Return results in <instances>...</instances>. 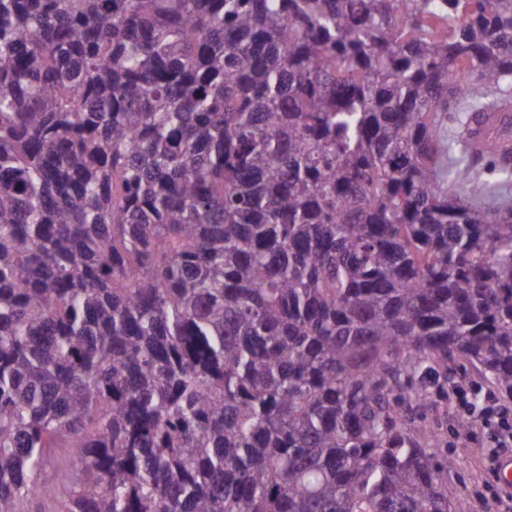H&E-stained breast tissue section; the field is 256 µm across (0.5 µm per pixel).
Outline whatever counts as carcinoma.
I'll return each instance as SVG.
<instances>
[{"mask_svg":"<svg viewBox=\"0 0 512 512\" xmlns=\"http://www.w3.org/2000/svg\"><path fill=\"white\" fill-rule=\"evenodd\" d=\"M495 112L512 0H0V512H466L423 411L454 354L512 400ZM69 455V448H56L54 452L50 453L41 473L42 481L47 484L54 483L61 472L68 466Z\"/></svg>","mask_w":512,"mask_h":512,"instance_id":"carcinoma-1","label":"carcinoma"}]
</instances>
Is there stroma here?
Instances as JSON below:
<instances>
[{
	"instance_id": "obj_1",
	"label": "stroma",
	"mask_w": 512,
	"mask_h": 512,
	"mask_svg": "<svg viewBox=\"0 0 512 512\" xmlns=\"http://www.w3.org/2000/svg\"><path fill=\"white\" fill-rule=\"evenodd\" d=\"M448 382L462 389L465 400L445 408L439 420L443 452L452 458L445 475L448 497L466 503L468 512H493L501 485L490 462V451L504 425H512V403L505 413H487L495 391L467 361L448 360Z\"/></svg>"
}]
</instances>
